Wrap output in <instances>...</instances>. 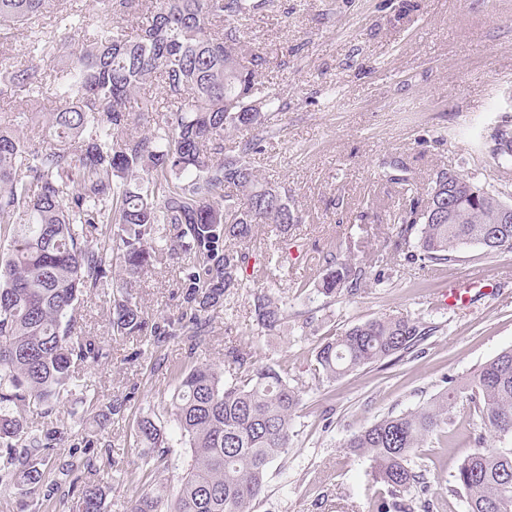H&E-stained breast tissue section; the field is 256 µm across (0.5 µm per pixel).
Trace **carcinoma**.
Listing matches in <instances>:
<instances>
[{"label":"carcinoma","instance_id":"cac0c4a2","mask_svg":"<svg viewBox=\"0 0 512 512\" xmlns=\"http://www.w3.org/2000/svg\"><path fill=\"white\" fill-rule=\"evenodd\" d=\"M0 0V47L13 31L27 33L29 60L0 70V90L13 93L17 117L0 122V487L17 486L37 502L59 498L70 512H101L102 485L82 480L95 468L90 448L73 447L50 463L65 432H27V413L59 401L75 379L77 361L97 362L101 348L75 331L80 296L118 268L122 286L112 293V331L149 333L161 346L176 335L172 320L149 321L128 291L151 267L184 254L183 302L178 321L195 347L208 335L211 313L243 287L256 226L282 233L275 252L288 253V225L299 221L279 188L263 184L252 164L263 135L281 111L276 92L258 82L266 58L248 52L246 15L275 0H149L147 23L129 32L119 18L132 0H109L114 22L83 30L74 9L41 22L51 2ZM53 53L69 60L45 66ZM161 81L159 96L143 86ZM47 141L33 144L23 124L45 95ZM160 113L143 133L130 132L132 113ZM251 137L224 151V134ZM231 187L235 193L228 194ZM457 204L448 209V196ZM101 226L100 237L89 229ZM168 233L158 234L159 226ZM396 250L412 247L435 264L454 260L463 245L486 253L512 252V204L472 178L445 169L436 174L427 203H410L398 216ZM316 291L334 298L358 291L366 267L331 246L319 259ZM255 319L273 331L288 317V290L268 285L251 293ZM429 335L407 314L355 324L318 345L313 379L334 382L398 353ZM224 372L199 364L177 375L170 414L188 444L189 461L177 484H160L128 502L126 512H252L273 463L293 444L299 389L287 368L258 365L254 353L231 349ZM474 404L484 433L512 438V349L487 361L464 382L411 411L388 414L343 444L368 457L390 497L375 512H428L424 471L414 456L429 437L453 440L460 398ZM139 442L152 449L147 471L166 467L165 427L152 417L137 422ZM416 491L413 502L399 501ZM448 493L460 494L467 512H512V446L485 437L463 458Z\"/></svg>","mask_w":512,"mask_h":512}]
</instances>
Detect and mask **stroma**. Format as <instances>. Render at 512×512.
I'll list each match as a JSON object with an SVG mask.
<instances>
[{
	"label": "stroma",
	"instance_id": "obj_1",
	"mask_svg": "<svg viewBox=\"0 0 512 512\" xmlns=\"http://www.w3.org/2000/svg\"><path fill=\"white\" fill-rule=\"evenodd\" d=\"M252 45L268 57L261 80L284 107L264 151L252 158L261 180L285 191L301 221L289 225L297 243L276 281L313 285L318 254L335 244L354 262L387 259L382 280L367 279L357 294L328 299L316 290L288 298V321L262 329L249 289L217 309L198 346L179 337L154 347L144 336H116L108 295L119 284L80 298L75 328L108 353L96 364L76 363L93 384L98 409L80 389L28 417L27 431L67 430L69 445L91 433L97 468L110 472L103 512H125L143 488L138 475L146 448L135 426L158 417L169 438V482L181 476L185 443L167 411L174 376L200 363L223 366L228 350L254 351L258 364H281L300 390L293 446L274 462L255 512H373L385 486L367 458L343 446L351 433L388 413H402L445 391L512 348V253L458 250L447 265L395 257L394 218L412 199H426L435 174L448 169L491 189L512 192V158L484 147L491 127L512 124V0H277L251 14ZM399 167L400 180L389 179ZM181 263L150 269L131 293L149 318H177L183 308ZM483 270L491 288L472 289L461 307L441 305L449 282ZM402 312L433 332L411 353L392 356L333 383L310 378L314 349L328 336L366 319ZM123 415L106 417L114 399ZM468 401L457 408L453 445L432 436L417 465L430 482L429 512H466L448 485L480 430Z\"/></svg>",
	"mask_w": 512,
	"mask_h": 512
}]
</instances>
